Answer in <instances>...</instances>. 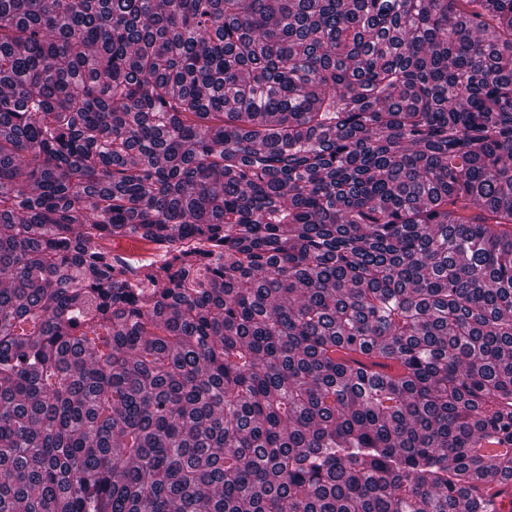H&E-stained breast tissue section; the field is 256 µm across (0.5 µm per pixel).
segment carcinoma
I'll list each match as a JSON object with an SVG mask.
<instances>
[{"instance_id":"1","label":"carcinoma","mask_w":512,"mask_h":512,"mask_svg":"<svg viewBox=\"0 0 512 512\" xmlns=\"http://www.w3.org/2000/svg\"><path fill=\"white\" fill-rule=\"evenodd\" d=\"M506 500L512 0H0V512Z\"/></svg>"}]
</instances>
